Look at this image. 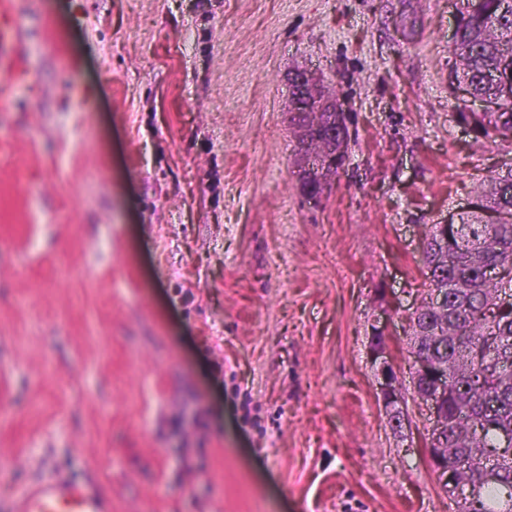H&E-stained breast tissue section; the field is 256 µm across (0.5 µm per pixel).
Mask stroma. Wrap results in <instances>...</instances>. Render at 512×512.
<instances>
[{
    "label": "stroma",
    "instance_id": "1",
    "mask_svg": "<svg viewBox=\"0 0 512 512\" xmlns=\"http://www.w3.org/2000/svg\"><path fill=\"white\" fill-rule=\"evenodd\" d=\"M0 111V512L64 475L112 512H453L394 432L424 227L512 160L448 85L456 0H18ZM344 106L311 200L295 69ZM371 364L378 382L379 398L388 413L393 416L392 426L402 432L410 424L407 402L403 395L406 376L395 367L387 347L369 343ZM397 404V406H395Z\"/></svg>",
    "mask_w": 512,
    "mask_h": 512
}]
</instances>
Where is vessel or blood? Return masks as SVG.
Listing matches in <instances>:
<instances>
[{
    "label": "vessel or blood",
    "instance_id": "b4317fda",
    "mask_svg": "<svg viewBox=\"0 0 512 512\" xmlns=\"http://www.w3.org/2000/svg\"><path fill=\"white\" fill-rule=\"evenodd\" d=\"M27 78L15 0H0V98L9 99L12 86ZM7 512H112V496L100 486L53 476L19 492Z\"/></svg>",
    "mask_w": 512,
    "mask_h": 512
}]
</instances>
